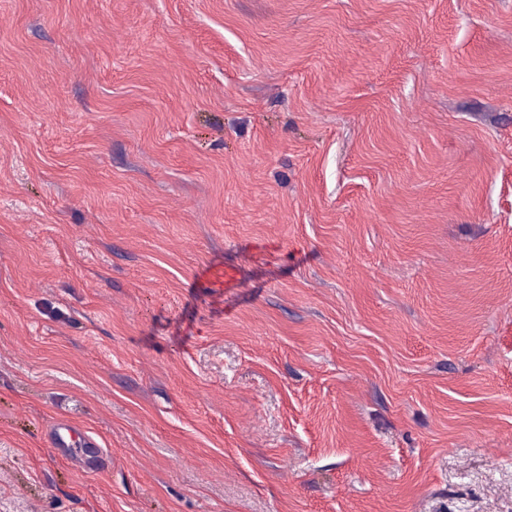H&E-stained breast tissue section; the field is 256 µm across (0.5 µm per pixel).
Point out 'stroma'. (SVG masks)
Returning a JSON list of instances; mask_svg holds the SVG:
<instances>
[{"mask_svg": "<svg viewBox=\"0 0 512 512\" xmlns=\"http://www.w3.org/2000/svg\"><path fill=\"white\" fill-rule=\"evenodd\" d=\"M0 512H512V0H0ZM90 446L94 448L97 457L103 455L101 448H96L97 445L92 442H87L84 435L71 425L59 422L55 424L51 431L50 444L52 448L58 450H66L67 448H73L77 444Z\"/></svg>", "mask_w": 512, "mask_h": 512, "instance_id": "35a3bbf8", "label": "stroma"}]
</instances>
